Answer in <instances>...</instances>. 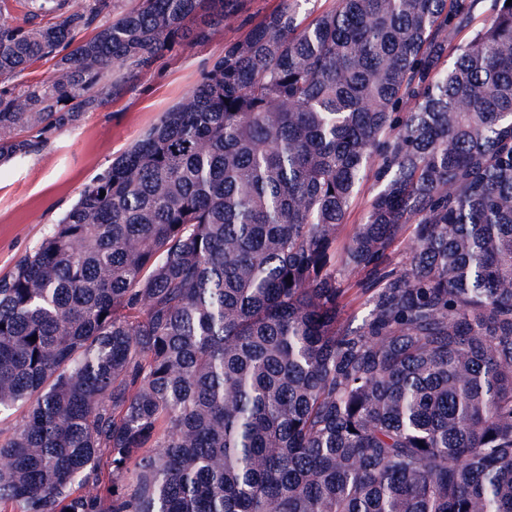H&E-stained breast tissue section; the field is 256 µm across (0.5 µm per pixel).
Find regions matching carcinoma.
Returning <instances> with one entry per match:
<instances>
[{
  "label": "carcinoma",
  "instance_id": "1",
  "mask_svg": "<svg viewBox=\"0 0 512 512\" xmlns=\"http://www.w3.org/2000/svg\"><path fill=\"white\" fill-rule=\"evenodd\" d=\"M244 2L23 0L48 21L0 25V81L54 69L0 87V163ZM299 2L0 278V505L512 512V4L450 61L484 0ZM52 64L53 61L46 63L39 62L24 74L6 81L5 85L18 92L24 90L25 87L32 82L47 80L52 72ZM373 194L371 182L368 183L355 199L346 218V225L343 230V238L347 237L355 228L356 224L364 222L368 201Z\"/></svg>",
  "mask_w": 512,
  "mask_h": 512
}]
</instances>
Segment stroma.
<instances>
[{
    "label": "stroma",
    "mask_w": 512,
    "mask_h": 512,
    "mask_svg": "<svg viewBox=\"0 0 512 512\" xmlns=\"http://www.w3.org/2000/svg\"><path fill=\"white\" fill-rule=\"evenodd\" d=\"M244 34L232 22L205 44H173L78 125L50 132L40 149L0 164V278L37 245L86 183L198 86L225 43Z\"/></svg>",
    "instance_id": "1"
}]
</instances>
